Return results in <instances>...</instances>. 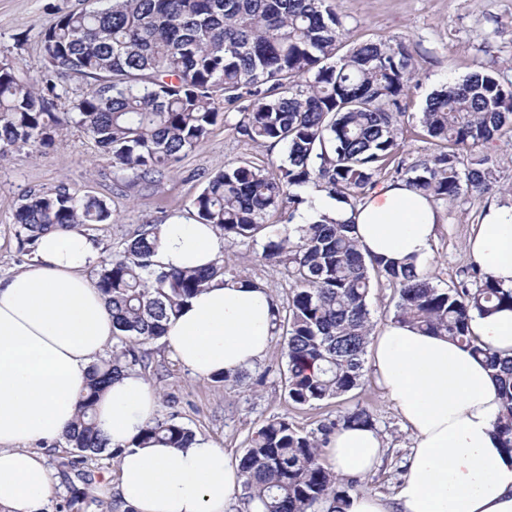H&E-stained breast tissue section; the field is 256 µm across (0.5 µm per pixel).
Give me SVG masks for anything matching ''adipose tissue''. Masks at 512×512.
Listing matches in <instances>:
<instances>
[{
  "instance_id": "ef3b65f1",
  "label": "adipose tissue",
  "mask_w": 512,
  "mask_h": 512,
  "mask_svg": "<svg viewBox=\"0 0 512 512\" xmlns=\"http://www.w3.org/2000/svg\"><path fill=\"white\" fill-rule=\"evenodd\" d=\"M354 222L364 251L423 265L440 210L403 182L383 184L356 208L318 188L305 194L296 221L321 216ZM473 263L512 288V205L490 207L467 242ZM223 243L215 228L176 219L161 225L156 260L167 268L215 263ZM100 259L86 234L46 235L21 272L0 277V512H41L52 491L43 448L77 419L90 368L112 343V318L86 271ZM276 304L269 289L215 281L167 324L164 341L181 366L200 378L235 373L267 351ZM470 331L485 347L512 354V310L474 315ZM378 381L410 430L413 445L394 501L350 494L347 512H512V462L495 435L498 387L482 359L448 337L385 325L370 343ZM157 395L130 372L98 405L110 446H124L116 492L132 512H225L243 478L223 448L199 438L187 448L134 439L156 416ZM383 453L377 430H338L324 450L343 478L372 473Z\"/></svg>"
}]
</instances>
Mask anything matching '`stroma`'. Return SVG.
Here are the masks:
<instances>
[{"mask_svg":"<svg viewBox=\"0 0 512 512\" xmlns=\"http://www.w3.org/2000/svg\"><path fill=\"white\" fill-rule=\"evenodd\" d=\"M336 10L350 31L351 40L399 39L416 49L415 78L408 103L420 114L426 97L468 74L488 69L503 82L512 81V0H335ZM96 0H0V60L20 71L38 76L44 69L40 33L63 12L94 8ZM239 118L229 108L210 137L188 151L174 171L148 182L130 171L112 166V160L83 130L73 128L56 136L52 145L11 149L0 157V277L20 272L31 260L22 250L14 214L21 198L33 191L67 183L81 195L104 199L112 209V221L96 224L87 232L101 256L121 250L129 233L139 224H166L192 218L191 203L208 178L225 162L249 157H280L282 147L267 148L241 138L234 125ZM490 155L497 186L483 201H458L442 206L443 222L431 247L423 272L446 284L466 267V242L474 233L484 207L512 204V129L503 128ZM237 272L269 288L277 305H286L288 281L282 271L253 259L251 249L237 245L227 251ZM160 374H148L147 382L158 394V417H174L198 437L224 448L238 461L248 438L268 419L288 416L310 430L326 417L369 403L376 415L385 454L371 476L362 478V490L394 499L405 472L413 439L410 431L385 399L372 366L364 368V386L320 406L294 407L284 393L286 368L283 336H273L264 357L244 370L242 381L225 386L190 375L162 341L147 346ZM46 463L53 475V490L43 512H106L105 505L117 496L114 478L117 458L101 455L88 462L92 485H84L68 465L63 446L47 447ZM85 490L88 500L76 506L68 501L75 490Z\"/></svg>","mask_w":512,"mask_h":512,"instance_id":"1","label":"stroma"}]
</instances>
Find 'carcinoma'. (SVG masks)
Segmentation results:
<instances>
[{
    "mask_svg": "<svg viewBox=\"0 0 512 512\" xmlns=\"http://www.w3.org/2000/svg\"><path fill=\"white\" fill-rule=\"evenodd\" d=\"M88 11L61 14L41 31L45 71L31 78L0 63V154L49 146L63 127L82 128L112 165L161 175L204 142L224 119V105L244 98L236 132L256 144H281L277 159L228 162L193 199L197 221L228 245L259 246L255 260L282 267L291 287L275 310L285 336L288 399L315 406L359 388L374 328L369 295L383 278L397 293L392 321L446 336L485 359L502 401L496 431L512 460V357L483 347L469 330L472 314L512 310V289L480 267L447 287L413 262L363 252L354 225L329 217L292 235L272 234L270 218L293 217L319 188L354 209L381 182L403 181L432 202L480 200L493 187L488 154L512 127V84L485 71L431 94L418 118L438 151L425 160L399 157L410 126L414 52L404 40L346 45L349 30L334 0H99ZM89 81L71 112H55L70 79ZM18 235L35 246L53 230L106 224L103 199L60 183L27 194L16 214ZM158 224H143L122 250L103 259L94 286L112 314V354L98 360L65 442L84 465L107 451L95 406L118 378L150 368L141 345L164 336L166 323L205 285L229 273L221 259L206 271L165 270L154 261ZM375 427L356 404L306 432L275 417L251 436L238 466L243 499L263 512H346L357 480L321 462L336 429ZM196 434L173 418L157 419L134 444L187 448Z\"/></svg>",
    "mask_w": 512,
    "mask_h": 512,
    "instance_id": "carcinoma-1",
    "label": "carcinoma"
}]
</instances>
